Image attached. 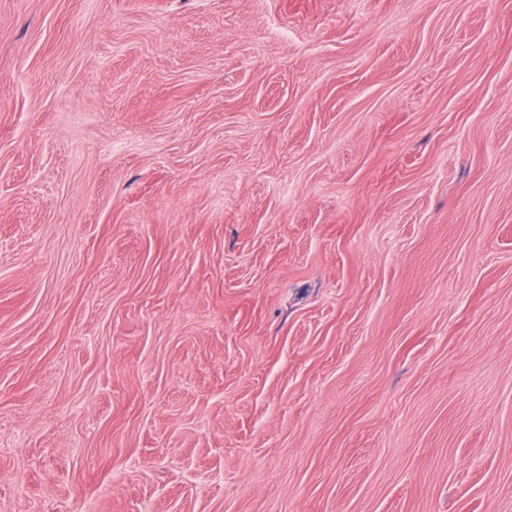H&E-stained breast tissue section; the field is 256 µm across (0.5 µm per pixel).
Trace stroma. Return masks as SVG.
Returning a JSON list of instances; mask_svg holds the SVG:
<instances>
[{"instance_id": "35a3bbf8", "label": "stroma", "mask_w": 512, "mask_h": 512, "mask_svg": "<svg viewBox=\"0 0 512 512\" xmlns=\"http://www.w3.org/2000/svg\"><path fill=\"white\" fill-rule=\"evenodd\" d=\"M0 512H512V0H0Z\"/></svg>"}]
</instances>
